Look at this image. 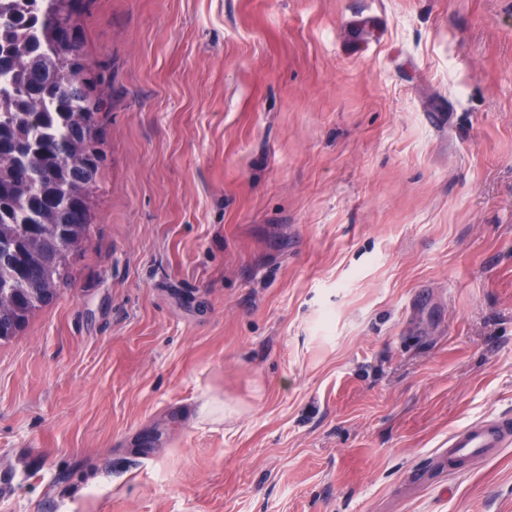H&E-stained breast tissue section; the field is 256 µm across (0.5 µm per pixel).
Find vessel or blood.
Wrapping results in <instances>:
<instances>
[{"mask_svg": "<svg viewBox=\"0 0 512 512\" xmlns=\"http://www.w3.org/2000/svg\"><path fill=\"white\" fill-rule=\"evenodd\" d=\"M512 446V419L487 417L468 424L448 437V467L458 470L471 462Z\"/></svg>", "mask_w": 512, "mask_h": 512, "instance_id": "1", "label": "vessel or blood"}]
</instances>
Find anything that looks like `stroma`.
<instances>
[{
	"label": "stroma",
	"instance_id": "stroma-1",
	"mask_svg": "<svg viewBox=\"0 0 512 512\" xmlns=\"http://www.w3.org/2000/svg\"><path fill=\"white\" fill-rule=\"evenodd\" d=\"M77 23L103 193L0 343V512H512V447L441 461L512 414V0ZM512 445V419L487 417L448 436V469L458 470Z\"/></svg>",
	"mask_w": 512,
	"mask_h": 512
}]
</instances>
